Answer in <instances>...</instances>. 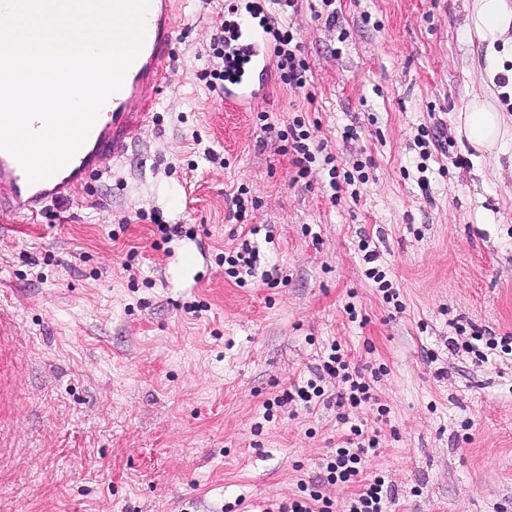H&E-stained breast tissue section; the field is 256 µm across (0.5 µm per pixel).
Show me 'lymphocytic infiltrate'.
<instances>
[{"label":"lymphocytic infiltrate","instance_id":"lymphocytic-infiltrate-1","mask_svg":"<svg viewBox=\"0 0 512 512\" xmlns=\"http://www.w3.org/2000/svg\"><path fill=\"white\" fill-rule=\"evenodd\" d=\"M270 12L277 29V45L274 54L276 68L282 83L293 88L304 87L309 66L302 55V47L296 33L289 26V13L297 11L298 0H269ZM280 142L279 154L290 157L297 169L298 177H306L310 166L315 162L322 147L316 143L309 131L303 130L301 121H294L288 129L277 131ZM258 227H251L241 235L232 254L225 256L227 273L237 284H245L247 279L257 278L264 283L276 282L277 269L262 268L260 246L257 241ZM458 336L449 340L453 351L473 356L477 361L488 362L496 353H512V336H498L491 329L477 325H457ZM341 378L344 387L336 394L339 418L348 425L350 436L344 446L336 448L326 456L323 464L321 483L301 485L299 496L285 501H277L266 507L264 512H391L396 500L395 488L386 484L384 477L377 476L363 480L364 465L367 459L377 454L380 445V430H366L357 422V412L373 398V388L361 369L352 366L338 346H331L320 366L316 367L311 378L296 381L283 390L280 402H301L306 408H314L323 399L325 388L322 377ZM356 485V492L347 497L341 507H334L321 491L322 483Z\"/></svg>","mask_w":512,"mask_h":512}]
</instances>
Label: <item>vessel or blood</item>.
Listing matches in <instances>:
<instances>
[{"instance_id":"1","label":"vessel or blood","mask_w":512,"mask_h":512,"mask_svg":"<svg viewBox=\"0 0 512 512\" xmlns=\"http://www.w3.org/2000/svg\"><path fill=\"white\" fill-rule=\"evenodd\" d=\"M179 0H151L141 52L128 69L123 85L104 105L87 141L74 157L51 177L32 183L17 160L0 151V210L37 218L48 203L75 197L91 174L102 172L105 160H119L137 134L150 127L153 114L145 92L159 86L173 61ZM236 38L226 49L225 67L235 71L214 96L234 110L259 98L275 80L268 28L256 23L242 7L230 10Z\"/></svg>"}]
</instances>
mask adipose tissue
<instances>
[{"instance_id":"1","label":"adipose tissue","mask_w":512,"mask_h":512,"mask_svg":"<svg viewBox=\"0 0 512 512\" xmlns=\"http://www.w3.org/2000/svg\"><path fill=\"white\" fill-rule=\"evenodd\" d=\"M465 27L483 49L485 81L456 116L457 131L477 153L496 161L512 149V119L501 109L512 92V0H472Z\"/></svg>"}]
</instances>
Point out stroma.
I'll use <instances>...</instances> for the list:
<instances>
[{"mask_svg": "<svg viewBox=\"0 0 512 512\" xmlns=\"http://www.w3.org/2000/svg\"><path fill=\"white\" fill-rule=\"evenodd\" d=\"M315 4L289 19L306 86L227 110L200 78L227 0H182L127 158L38 221L0 211V512H260L296 494L345 437L340 382L311 411L272 401L333 344L380 369L364 474L394 485V512H512V356L448 348L458 321L512 336V165L454 131L481 89L468 0H336L334 27ZM296 119L326 146L302 180L275 135ZM333 168L361 177L335 192ZM158 220L183 231L161 239ZM244 222L271 232L261 262L283 283L227 275ZM363 237L397 303L366 279Z\"/></svg>", "mask_w": 512, "mask_h": 512, "instance_id": "stroma-1", "label": "stroma"}]
</instances>
